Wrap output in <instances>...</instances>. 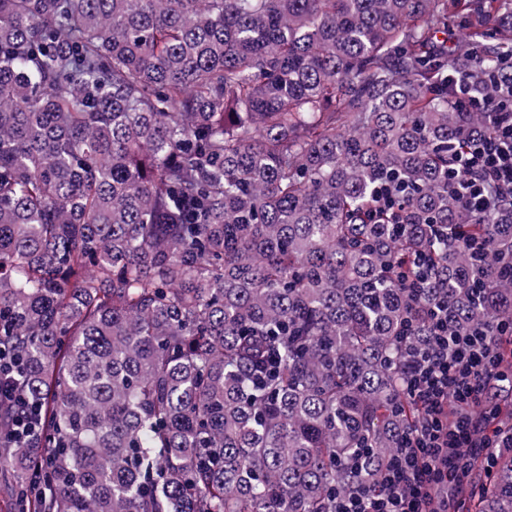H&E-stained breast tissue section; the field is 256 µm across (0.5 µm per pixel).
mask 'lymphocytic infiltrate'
Here are the masks:
<instances>
[{"label":"lymphocytic infiltrate","mask_w":512,"mask_h":512,"mask_svg":"<svg viewBox=\"0 0 512 512\" xmlns=\"http://www.w3.org/2000/svg\"><path fill=\"white\" fill-rule=\"evenodd\" d=\"M459 105L489 113L490 136L469 141L465 155L453 159L454 188L464 205L482 212L497 202L512 203V85L496 97L471 100L465 82L454 81ZM501 356L483 326L463 334L448 328L443 311L431 313V336L403 378L422 419L380 467L376 485L336 498L335 512H431L435 496L454 482L449 456L474 452L491 457L497 448L482 403L504 392ZM20 364L0 340V407L8 406L5 437L30 441L36 432L34 410L14 385Z\"/></svg>","instance_id":"f902f5d3"}]
</instances>
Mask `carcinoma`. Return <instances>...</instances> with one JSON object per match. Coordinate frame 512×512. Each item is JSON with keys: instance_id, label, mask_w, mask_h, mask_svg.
Masks as SVG:
<instances>
[{"instance_id": "carcinoma-1", "label": "carcinoma", "mask_w": 512, "mask_h": 512, "mask_svg": "<svg viewBox=\"0 0 512 512\" xmlns=\"http://www.w3.org/2000/svg\"><path fill=\"white\" fill-rule=\"evenodd\" d=\"M507 51L512 0H0V336L41 410L0 447L13 512H331L373 484L430 310L512 322V205L448 189L492 131L449 76L492 97ZM474 494L512 512V447Z\"/></svg>"}]
</instances>
